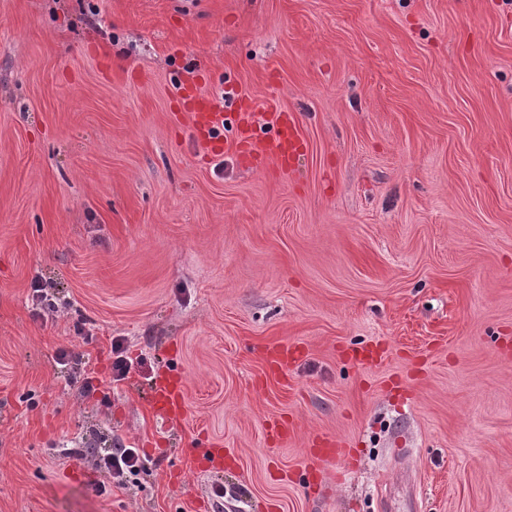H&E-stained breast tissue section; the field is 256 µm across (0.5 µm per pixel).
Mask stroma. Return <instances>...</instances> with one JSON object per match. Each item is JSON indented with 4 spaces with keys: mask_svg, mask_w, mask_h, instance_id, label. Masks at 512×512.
I'll return each mask as SVG.
<instances>
[{
    "mask_svg": "<svg viewBox=\"0 0 512 512\" xmlns=\"http://www.w3.org/2000/svg\"><path fill=\"white\" fill-rule=\"evenodd\" d=\"M0 512H512V0H0ZM194 112L195 125L205 129L213 148H219L223 143L218 132L230 118L237 130L231 145L234 152L241 157L250 156L261 161L272 159L283 174L293 170L296 155L304 149L296 121L288 113L272 110L267 125L273 129V134L261 139L255 128V113L250 107H245L242 100L235 112L224 113L223 108L211 98L202 96ZM156 404L161 411L182 413V406L177 403V394L172 382L167 378L159 381L156 387ZM141 464V456L135 448H111L96 463V472L110 482L120 483L126 472L137 470Z\"/></svg>",
    "mask_w": 512,
    "mask_h": 512,
    "instance_id": "1",
    "label": "stroma"
}]
</instances>
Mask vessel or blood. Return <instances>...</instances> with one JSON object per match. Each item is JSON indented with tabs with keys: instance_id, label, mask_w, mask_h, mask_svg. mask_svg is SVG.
Wrapping results in <instances>:
<instances>
[{
	"instance_id": "1",
	"label": "vessel or blood",
	"mask_w": 512,
	"mask_h": 512,
	"mask_svg": "<svg viewBox=\"0 0 512 512\" xmlns=\"http://www.w3.org/2000/svg\"><path fill=\"white\" fill-rule=\"evenodd\" d=\"M195 124L205 129L212 147H220V131L225 122H233L237 134L232 143L234 152L239 156L273 160L280 172L292 171L294 161L304 148L297 133V124L287 113L271 112L267 124L273 133L269 137H259L255 128V114L251 108L237 106L235 112L225 113L211 98H201L195 108ZM156 403L162 411L181 412L176 390L170 380L159 381L156 387Z\"/></svg>"
}]
</instances>
